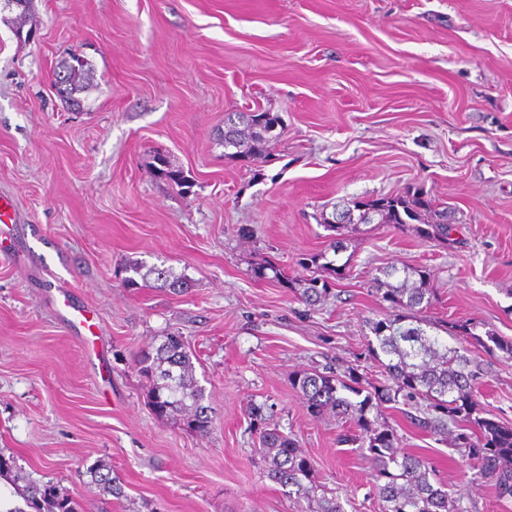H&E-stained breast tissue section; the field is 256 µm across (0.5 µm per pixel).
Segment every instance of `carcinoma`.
I'll use <instances>...</instances> for the list:
<instances>
[{
  "instance_id": "cac0c4a2",
  "label": "carcinoma",
  "mask_w": 512,
  "mask_h": 512,
  "mask_svg": "<svg viewBox=\"0 0 512 512\" xmlns=\"http://www.w3.org/2000/svg\"><path fill=\"white\" fill-rule=\"evenodd\" d=\"M56 80L59 92L71 106H79L77 94L94 80L92 65L74 55L61 62ZM254 112L226 116L221 143L224 156L252 162L271 158V145L278 138L273 128L281 126L279 115L266 121ZM455 221L448 206H440L417 190L403 195H385L368 200L353 199L335 206L332 214H320L319 224L334 233L329 249L334 255L345 250L343 231L355 224L404 225L418 222L417 232L426 238L448 239ZM300 265L311 272L301 281V298L314 306L329 295L330 283L316 275L329 268L338 274L347 264L335 265L326 253L309 254ZM123 284L127 288L153 286L181 293L186 280L170 269L134 261L126 265ZM369 287L387 303L383 317L366 321L373 338L368 352L388 374L387 382L375 386L366 380L357 365L342 375L332 371L303 372L291 385L305 401L310 416L332 413L355 429L352 441L366 449L375 465V493L382 512H466L463 495H452L431 481L433 471L427 460L405 453L397 446L398 437L383 417L388 404L422 402L423 417L418 424L433 435L448 426L456 428L451 446L472 470V481L491 482L499 496L512 497V426L482 416L474 398L475 386L486 371L482 361L461 353L437 335L427 332L431 320L423 316L433 298L431 275L413 267L391 266L370 279ZM475 325L459 323L446 330L454 340L471 336L483 350L501 352L512 358V340L492 330L485 338L474 333ZM387 357L388 362L381 361ZM138 371L152 382L150 407L159 415L180 417L188 428L202 433L210 423V409L203 404L204 389L194 376V363L182 336L170 333L157 348L137 359ZM260 451L268 460V476L288 488L298 500L315 503L311 512H344L337 503L316 499L314 466L299 448L297 440L275 429L259 428ZM91 481L102 492L122 496L112 467L98 461L88 469ZM24 506L3 503V512H80V505L51 483L27 484L15 490Z\"/></svg>"
}]
</instances>
